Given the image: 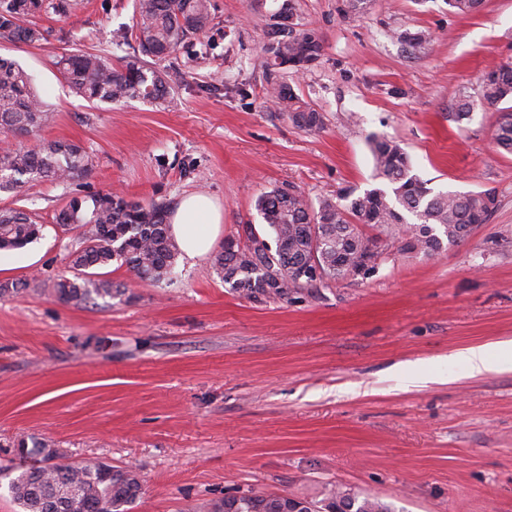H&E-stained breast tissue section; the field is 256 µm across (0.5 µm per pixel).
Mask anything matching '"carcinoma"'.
Masks as SVG:
<instances>
[{
	"label": "carcinoma",
	"mask_w": 512,
	"mask_h": 512,
	"mask_svg": "<svg viewBox=\"0 0 512 512\" xmlns=\"http://www.w3.org/2000/svg\"><path fill=\"white\" fill-rule=\"evenodd\" d=\"M78 0H0V40L40 45L50 31L33 18L52 13L66 17ZM294 0H281L267 32L265 68L306 70L318 62L322 39L314 27L288 28ZM213 22L210 0H137L135 40L146 59L114 63L99 53L64 54L60 73L72 91L93 103H118L141 98L164 104L177 70L156 63L174 55L189 36L202 33ZM512 64L493 71L482 87L481 103L499 107L495 143L512 154ZM274 104L291 122L320 129L324 115L291 88L275 91ZM52 113L35 91L31 77L12 61L0 59V135H33L47 126ZM376 178L383 186L359 194L347 190L324 196L317 204L294 190L275 188L257 201V210L274 245L262 239V253L236 245L219 251L212 265L224 283L249 296H286L290 290L340 282L364 265L369 252L392 248L402 255L433 257L467 239L487 223L498 206L492 188L479 192H435L413 173L405 150L385 136L369 140ZM92 155L74 141H42L0 151V192L14 193L32 180L64 181L88 175ZM169 205L130 201L110 191L84 199L73 198L58 215L64 230H75L78 247L68 253L73 279L62 275L53 284L55 296L65 302H84L112 296V282L97 270L119 261L143 278L160 281L171 274L180 250L169 233ZM41 228L23 210L0 208V249H18L33 242ZM283 287L267 288L273 277ZM29 458L57 459L51 469L19 466L11 492L24 512H49L47 499L71 503L69 512H125L141 494L137 472L102 462H68L45 441L18 442ZM284 496L255 494L226 497L210 504L209 512H280ZM307 512H393L377 498L358 499L331 487L321 500H303Z\"/></svg>",
	"instance_id": "cac0c4a2"
}]
</instances>
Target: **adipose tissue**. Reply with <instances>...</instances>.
Wrapping results in <instances>:
<instances>
[{
  "label": "adipose tissue",
  "instance_id": "obj_1",
  "mask_svg": "<svg viewBox=\"0 0 512 512\" xmlns=\"http://www.w3.org/2000/svg\"><path fill=\"white\" fill-rule=\"evenodd\" d=\"M224 216L215 203L187 195L170 216L171 233L188 257L205 255L217 238Z\"/></svg>",
  "mask_w": 512,
  "mask_h": 512
}]
</instances>
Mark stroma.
<instances>
[{"instance_id": "35a3bbf8", "label": "stroma", "mask_w": 512, "mask_h": 512, "mask_svg": "<svg viewBox=\"0 0 512 512\" xmlns=\"http://www.w3.org/2000/svg\"><path fill=\"white\" fill-rule=\"evenodd\" d=\"M136 0H79L45 14L48 43L0 41V57L33 78L54 114L39 136L82 143L84 177L1 193L42 224L25 248L0 253V512L17 443L48 441L72 461L135 468L128 512H207L210 501L263 493L321 498L336 486L397 512H512V155L494 143L498 111L480 105L486 74L512 63V0L473 14L446 0H295L296 23L318 29L316 65L287 82L325 116L293 125L269 99L264 47L277 0H211V28L177 53L184 79L165 105L94 104L56 61L113 45ZM422 32L424 46L399 32ZM475 101L454 120L460 99ZM408 153L437 191L495 189L498 207L442 254H392L366 279L248 297L225 285L210 256L178 257L153 282L112 263V296L65 302L53 292L77 247L56 216L69 200L112 190L177 207L196 194L224 211L221 236L261 224L258 198L292 186L309 199L375 185L371 136ZM485 347L470 375L460 350Z\"/></svg>"}]
</instances>
